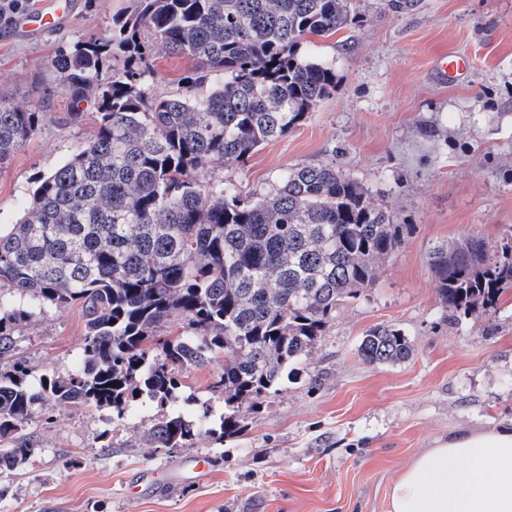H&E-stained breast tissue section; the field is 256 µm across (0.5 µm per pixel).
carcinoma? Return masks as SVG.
Masks as SVG:
<instances>
[{
	"mask_svg": "<svg viewBox=\"0 0 512 512\" xmlns=\"http://www.w3.org/2000/svg\"><path fill=\"white\" fill-rule=\"evenodd\" d=\"M353 0H136L112 31L51 60L71 99L67 122L94 133L42 175L23 217L0 229V469L28 461L36 409L110 408L122 421L144 398L158 409L153 453L170 456L210 436L237 434L244 413L301 376L336 308L374 286L407 225L332 164L292 167L270 193L242 195L204 173L239 164L287 135L331 95L335 75L304 52L308 37L352 24ZM223 74L206 96L197 79L153 97L150 42ZM123 58L107 69L109 58ZM40 113L0 96V170L39 128ZM429 268L455 316L496 307L512 285V242L466 235L434 246ZM80 307L82 364L39 376L14 357L16 327L47 306ZM181 321L175 336L161 332ZM412 344L393 326L358 347L369 364L405 360ZM223 360L209 392L212 417L168 411L187 372Z\"/></svg>",
	"mask_w": 512,
	"mask_h": 512,
	"instance_id": "carcinoma-1",
	"label": "carcinoma"
}]
</instances>
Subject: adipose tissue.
I'll return each mask as SVG.
<instances>
[{"mask_svg": "<svg viewBox=\"0 0 512 512\" xmlns=\"http://www.w3.org/2000/svg\"><path fill=\"white\" fill-rule=\"evenodd\" d=\"M390 512H512V427L465 432L419 454L393 485Z\"/></svg>", "mask_w": 512, "mask_h": 512, "instance_id": "obj_1", "label": "adipose tissue"}]
</instances>
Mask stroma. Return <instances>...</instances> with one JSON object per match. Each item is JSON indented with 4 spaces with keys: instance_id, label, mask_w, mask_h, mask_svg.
Instances as JSON below:
<instances>
[{
    "instance_id": "35a3bbf8",
    "label": "stroma",
    "mask_w": 512,
    "mask_h": 512,
    "mask_svg": "<svg viewBox=\"0 0 512 512\" xmlns=\"http://www.w3.org/2000/svg\"><path fill=\"white\" fill-rule=\"evenodd\" d=\"M356 18L307 49L329 65L336 87L303 123L212 179L260 197L288 168L329 162L357 179L408 225L403 244L360 298L345 302L299 383L246 413L224 443L199 438L171 457L151 456L145 436L156 407L126 421L106 409L36 413L29 463L0 472V512H390V491L423 451L463 431L512 425V288L490 312L454 319L428 266L431 248L466 234L512 236V0H354ZM135 0H77L60 30L16 37L0 25V94L42 114L38 132L0 171V225L22 215L35 180L62 165L92 120L69 125L70 98L50 60L63 48L108 34ZM466 56L467 75L441 83L445 54ZM149 92L163 96L204 76L196 61L154 45ZM400 328L412 356L364 363L358 345L378 325ZM85 319L79 307L46 308L16 331L35 373L75 369ZM221 369L191 371L193 401L172 412L193 418L197 400L214 414L224 401L208 384ZM109 430L112 446L100 451ZM211 456L206 472L193 457Z\"/></svg>"
}]
</instances>
